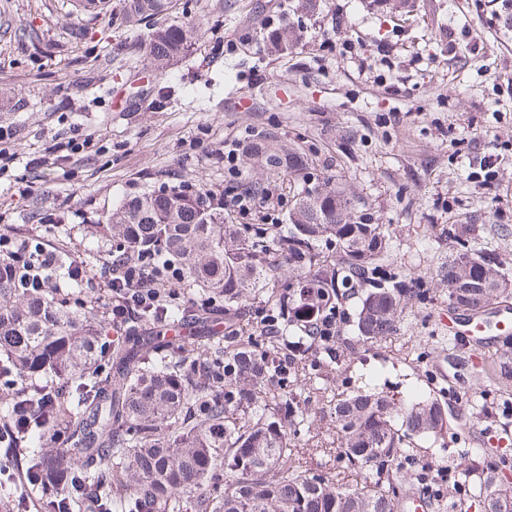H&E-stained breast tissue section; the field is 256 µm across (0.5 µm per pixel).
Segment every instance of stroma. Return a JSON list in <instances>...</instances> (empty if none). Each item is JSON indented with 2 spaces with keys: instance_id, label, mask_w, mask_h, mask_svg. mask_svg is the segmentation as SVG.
I'll return each instance as SVG.
<instances>
[{
  "instance_id": "stroma-1",
  "label": "stroma",
  "mask_w": 512,
  "mask_h": 512,
  "mask_svg": "<svg viewBox=\"0 0 512 512\" xmlns=\"http://www.w3.org/2000/svg\"><path fill=\"white\" fill-rule=\"evenodd\" d=\"M192 24L191 52L158 72L144 52L148 26L72 14L66 0H0V232L41 237L88 266L112 247L99 221L127 194L187 186L215 190L236 177L262 182L282 202L329 181L357 214L386 225L395 270L429 283L454 250L452 224L477 228L475 253H494L512 275V4L503 0H178L167 18ZM290 24L297 41L277 51L267 29ZM276 135L309 166L288 180L214 161L233 141ZM512 292L485 318V368L436 323L442 289L404 309L397 332L321 367L300 387L310 399L296 457L312 472L340 471L319 437L321 412L340 392L377 390L435 398L447 427L403 459L399 489L417 464L435 476L475 465L435 512H482L484 473L512 467ZM455 357L463 375L434 381Z\"/></svg>"
}]
</instances>
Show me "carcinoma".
<instances>
[{
    "instance_id": "1",
    "label": "carcinoma",
    "mask_w": 512,
    "mask_h": 512,
    "mask_svg": "<svg viewBox=\"0 0 512 512\" xmlns=\"http://www.w3.org/2000/svg\"><path fill=\"white\" fill-rule=\"evenodd\" d=\"M91 15L104 0H71ZM173 0H123L120 22L134 25L172 12ZM192 27L152 29L146 49L164 72L195 44ZM275 49L290 47L287 23L269 30ZM253 166L290 177L306 169L295 149L269 136L248 151ZM286 224H234L204 191H141L125 197L102 225L104 237L130 254L162 251L195 292L193 316L224 312V335L157 340L143 335L188 313L166 293L139 306L124 335L101 338L97 301L62 302L51 288L25 281L57 274L19 259L0 258V464L21 459L27 486L43 512H70L80 497L91 512H394L381 471L397 466L402 449L446 426L438 400L406 404L382 392L339 393L325 404L345 468L366 472L349 485L289 465L308 420L298 387L320 359L339 362L352 346L341 336H316V326L348 319L357 298L358 340L392 335L411 299L430 289L395 272L383 224H366L335 188L293 197ZM472 224L448 225L456 250L431 276L448 302L481 310L503 296L509 277L490 254L467 243ZM250 324L243 330L239 322ZM63 480L44 492L46 474ZM132 474L134 481L122 480ZM506 477L483 479L484 512H500Z\"/></svg>"
}]
</instances>
